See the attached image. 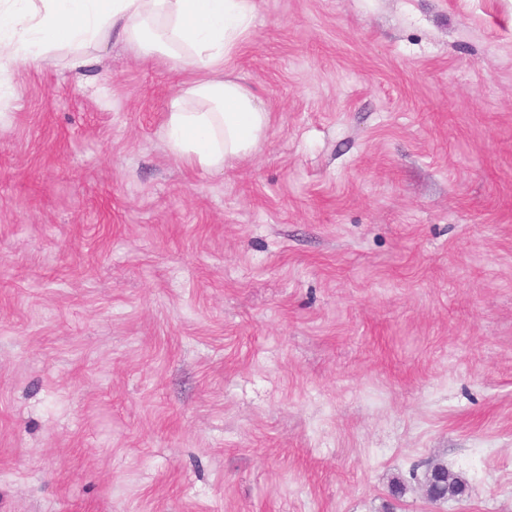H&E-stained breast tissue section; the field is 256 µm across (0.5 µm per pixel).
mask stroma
<instances>
[{"mask_svg": "<svg viewBox=\"0 0 512 512\" xmlns=\"http://www.w3.org/2000/svg\"><path fill=\"white\" fill-rule=\"evenodd\" d=\"M224 73L221 174L116 36L0 76V512H512V0H257ZM432 468H439V477H440V485L442 487L443 496L444 499L448 501L449 500H456L462 497L465 494V491L467 489V485L465 481H463L460 477L455 475L454 473L450 472L447 468H445L443 465H434L427 469L424 478L426 477V474L431 470Z\"/></svg>", "mask_w": 512, "mask_h": 512, "instance_id": "obj_1", "label": "stroma"}]
</instances>
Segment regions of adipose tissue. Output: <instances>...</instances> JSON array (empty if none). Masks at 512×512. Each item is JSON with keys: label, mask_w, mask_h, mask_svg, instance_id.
<instances>
[{"label": "adipose tissue", "mask_w": 512, "mask_h": 512, "mask_svg": "<svg viewBox=\"0 0 512 512\" xmlns=\"http://www.w3.org/2000/svg\"><path fill=\"white\" fill-rule=\"evenodd\" d=\"M16 26L0 17V72L65 47L116 33L146 57L195 72L168 104L163 136L170 153L210 173L223 172L266 139L271 116L224 64L252 27L256 0H42Z\"/></svg>", "instance_id": "adipose-tissue-1"}]
</instances>
